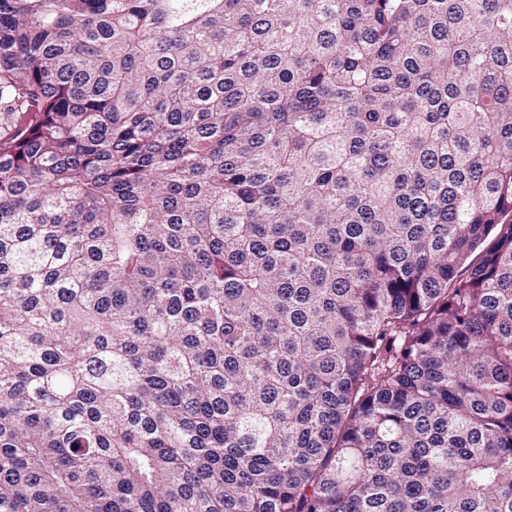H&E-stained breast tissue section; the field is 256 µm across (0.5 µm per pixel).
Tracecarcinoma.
I'll return each instance as SVG.
<instances>
[{
    "label": "carcinoma",
    "instance_id": "obj_1",
    "mask_svg": "<svg viewBox=\"0 0 512 512\" xmlns=\"http://www.w3.org/2000/svg\"><path fill=\"white\" fill-rule=\"evenodd\" d=\"M512 0H0V512H512Z\"/></svg>",
    "mask_w": 512,
    "mask_h": 512
}]
</instances>
